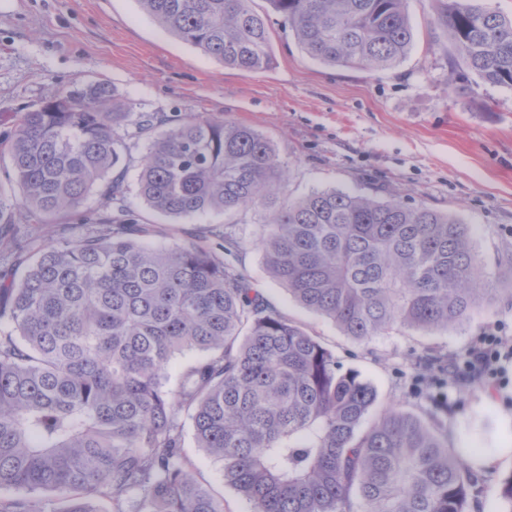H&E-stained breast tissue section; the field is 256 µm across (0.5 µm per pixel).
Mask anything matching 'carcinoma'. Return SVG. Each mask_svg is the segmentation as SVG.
I'll use <instances>...</instances> for the list:
<instances>
[{
	"mask_svg": "<svg viewBox=\"0 0 512 512\" xmlns=\"http://www.w3.org/2000/svg\"><path fill=\"white\" fill-rule=\"evenodd\" d=\"M164 30L226 66L271 61L251 0H136ZM405 0H268L312 58L392 70L413 43ZM435 22L486 84L512 87V19L476 0H432ZM132 140L144 141L138 156ZM0 245L23 224L85 228L0 274V512H224L183 452L221 466L252 512H468L479 482L434 416L383 410L373 386L224 262L227 233L152 247L126 176L155 215L261 206L267 272L303 307L365 342L446 330L489 296L460 219L343 190L288 200V169L254 129L207 113L133 111L104 84L44 100L4 145ZM97 190L105 211L85 207ZM194 354L169 386L173 359ZM425 368L461 380L431 353Z\"/></svg>",
	"mask_w": 512,
	"mask_h": 512,
	"instance_id": "carcinoma-1",
	"label": "carcinoma"
}]
</instances>
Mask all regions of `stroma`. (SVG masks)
<instances>
[{
	"mask_svg": "<svg viewBox=\"0 0 512 512\" xmlns=\"http://www.w3.org/2000/svg\"><path fill=\"white\" fill-rule=\"evenodd\" d=\"M406 11L414 39L394 70L313 59L275 21L270 64L244 72L164 32L136 0H0V134H10L21 113L46 98L102 83L138 112H206L253 128L287 165L290 197L334 188L380 199L394 194L469 224L477 265L496 290L489 312L445 331L391 332L361 343L269 277L258 246L265 210L163 220L137 193L129 195L152 245L227 226L237 245L225 262L317 336L342 370L369 380L376 410L425 412L427 391L413 384L428 349L463 362L488 328L512 338V280L500 275L512 259V87L483 84L466 69L433 24L431 0H407ZM441 393L453 407L449 447L489 462L471 512H499V480L512 471V361L502 362L492 380L452 382ZM184 451L198 480L223 497L224 512H251L192 438Z\"/></svg>",
	"mask_w": 512,
	"mask_h": 512,
	"instance_id": "35a3bbf8",
	"label": "stroma"
}]
</instances>
